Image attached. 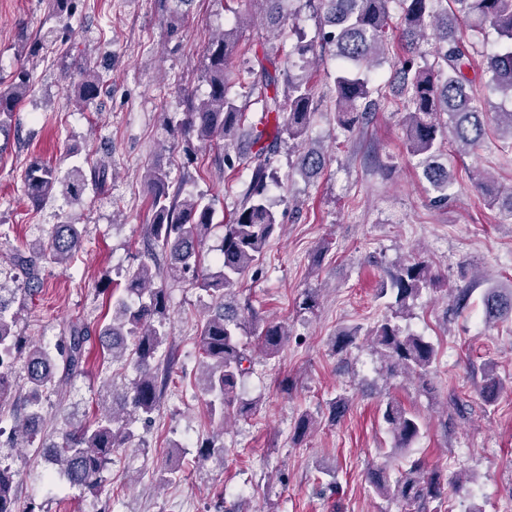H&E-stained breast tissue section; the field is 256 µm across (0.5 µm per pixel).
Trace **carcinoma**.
<instances>
[{
  "mask_svg": "<svg viewBox=\"0 0 512 512\" xmlns=\"http://www.w3.org/2000/svg\"><path fill=\"white\" fill-rule=\"evenodd\" d=\"M264 5L263 20L282 32L286 16L283 0H258ZM48 13L63 18L74 14L78 0H45ZM305 6L318 19L317 37L308 40L296 24L290 31L296 42L275 56L255 57L248 63L252 81L246 103L238 104L229 95L224 70L236 53L241 24L224 30L207 49L205 80L207 98L187 100L184 119L177 125L185 142L224 140V167L245 168L250 179L239 191L232 222L224 230L218 269L201 267L202 245L214 224L212 203L201 195L181 196L172 188L167 171L155 166L148 171L147 189L152 222L149 237L165 253L167 264L157 271L141 263L129 269L123 293L112 299V321L100 336L109 340L110 362L133 367L136 377L125 387L120 407L103 412L90 422L67 426L53 443H41L38 451L48 457L58 473L73 486L98 491L101 474L112 464L118 449L135 437L133 425L150 418L156 410L176 365V355L163 351L169 333L167 292L162 279L188 281L211 297L208 314L200 329L203 355L201 392L208 397L212 417L225 421L229 416H249L256 403L239 397L238 385L253 370L252 358L241 342L244 328L255 331L259 348L266 358L279 355L288 343V326L258 315L240 305L237 298L244 276L257 270L268 241L280 226L268 197L274 181L272 155L282 133L304 143L301 167L317 172L324 167L322 148L306 139L313 120L314 94L304 74L303 62L332 51L338 62L335 76L336 120L347 132L358 128L380 106L373 97L369 74L390 63L393 79L404 95V124L407 152L418 160L433 192L432 202L447 204L456 177L440 162L445 145L460 153L480 147L488 131H493L512 148V110L477 105L473 94L476 81L488 91L512 102V0H305ZM398 8V52L390 53L387 33L393 8ZM497 35L494 49L484 55L482 68L473 74V53L485 40L487 31ZM101 76L93 69L84 71L77 85V100L96 99L102 89ZM33 87L31 72L24 66L7 77H0V132H7L20 103ZM260 106L261 116L250 125L249 134L256 151L243 156L235 151V140L245 117L247 101ZM67 182L73 196L79 195L85 181L82 171L73 169L62 177L58 169L39 157L29 160L24 173V190L35 206L53 196L56 186ZM488 205L501 200V210L512 216V194L500 197L492 185L477 182ZM80 234L74 224H58L48 240L29 254L19 253L16 263L24 274L21 295L32 296L42 287L40 263L64 266L80 249ZM439 287V277L421 259H412L386 275L379 296L388 298L389 314L367 332L372 352L389 377H416L429 386L428 375L438 361L435 345L423 336L406 333L398 320L410 315L414 301L425 288ZM474 292L468 283L452 296L447 312L461 313ZM15 299L0 295V400L16 391L15 366L23 360L27 389L23 394V414L10 428L9 438L20 447L35 443L42 417L43 399L84 373L82 361L90 336L73 328L67 340L54 346L30 344L18 336V313H9ZM485 321L512 317V289L490 286L482 295ZM360 327L342 328L333 340L336 354L345 353L359 336ZM504 389V379L488 363L483 370L480 396L493 406ZM349 410V399L339 394L328 403V418L340 421ZM392 436L391 455L411 447L421 436L419 417L400 402L389 400L379 408ZM224 444L209 439L199 445L198 459L224 458ZM373 491L416 506V512H432L430 505L442 499L444 486L437 471L426 470L421 459L393 476L387 464L368 472ZM0 512H16L15 472L0 464Z\"/></svg>",
  "mask_w": 512,
  "mask_h": 512,
  "instance_id": "obj_1",
  "label": "carcinoma"
}]
</instances>
